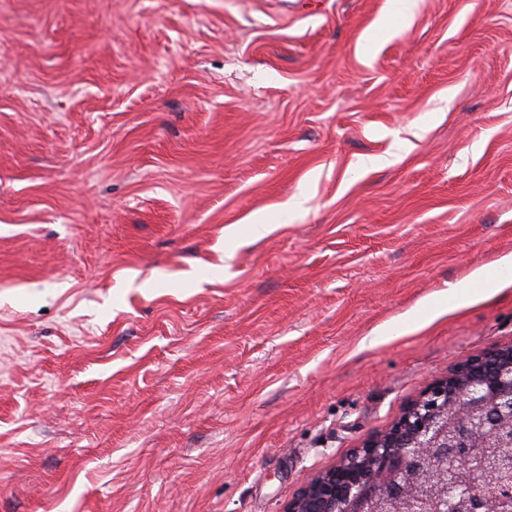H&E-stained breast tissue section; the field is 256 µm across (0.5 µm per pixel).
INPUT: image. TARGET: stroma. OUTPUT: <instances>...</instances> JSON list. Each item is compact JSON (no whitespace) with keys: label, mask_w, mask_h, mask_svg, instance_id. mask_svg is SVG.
Returning <instances> with one entry per match:
<instances>
[{"label":"stroma","mask_w":512,"mask_h":512,"mask_svg":"<svg viewBox=\"0 0 512 512\" xmlns=\"http://www.w3.org/2000/svg\"><path fill=\"white\" fill-rule=\"evenodd\" d=\"M398 8L0 0V512H284L512 343V0Z\"/></svg>","instance_id":"35a3bbf8"}]
</instances>
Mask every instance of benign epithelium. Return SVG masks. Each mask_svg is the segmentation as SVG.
I'll use <instances>...</instances> for the list:
<instances>
[{
	"mask_svg": "<svg viewBox=\"0 0 512 512\" xmlns=\"http://www.w3.org/2000/svg\"><path fill=\"white\" fill-rule=\"evenodd\" d=\"M498 412L512 413V345L491 348L432 383L391 428L302 486L285 512H371L380 487L391 484L400 495L407 491L399 483L404 461L452 447L451 430L488 444L500 442L499 431L485 428ZM446 456L445 466L431 467L425 476L447 480L448 497L439 512H459L458 504L476 493L479 470L466 456L452 451ZM505 498L512 502V483L505 486L498 480L475 512H501L498 504Z\"/></svg>",
	"mask_w": 512,
	"mask_h": 512,
	"instance_id": "obj_1",
	"label": "benign epithelium"
}]
</instances>
